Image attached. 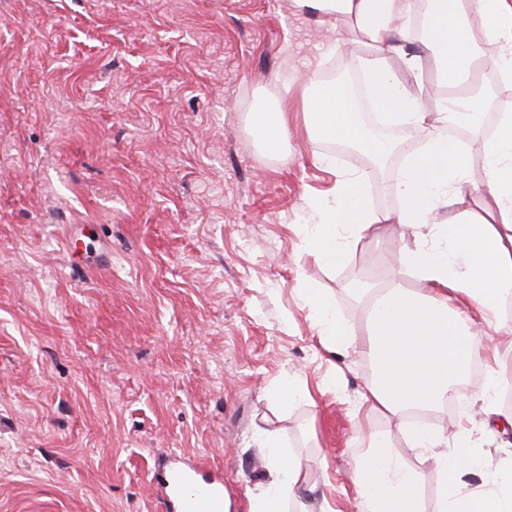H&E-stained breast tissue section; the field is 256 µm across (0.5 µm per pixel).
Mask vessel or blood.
<instances>
[{
  "label": "vessel or blood",
  "mask_w": 512,
  "mask_h": 512,
  "mask_svg": "<svg viewBox=\"0 0 512 512\" xmlns=\"http://www.w3.org/2000/svg\"><path fill=\"white\" fill-rule=\"evenodd\" d=\"M156 478L167 512H224V473L203 459L175 458Z\"/></svg>",
  "instance_id": "b4317fda"
}]
</instances>
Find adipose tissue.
<instances>
[{
	"mask_svg": "<svg viewBox=\"0 0 512 512\" xmlns=\"http://www.w3.org/2000/svg\"><path fill=\"white\" fill-rule=\"evenodd\" d=\"M295 9L314 11L325 22L354 25L370 41L371 55L356 63L371 91L374 111L386 121L421 125L428 134L421 148L407 152L396 191L400 208L393 213L373 209L365 193V173L342 174L337 203L307 202L311 227L304 247L329 267L341 263L352 241L380 224H397L417 242L402 262L420 283L410 290L400 283L376 290L367 314L364 350L371 360L373 380L364 401L401 416L412 408L434 406L466 373L475 356L477 336L464 330L457 303L482 315L500 317L512 299V114L503 113L495 132L482 142L488 180L470 185V157L449 140V123L468 122L480 112L481 100L456 94L434 107H425L407 82L385 65L398 54L407 72H416L421 57L406 54L413 18L421 20L420 43L433 51L449 86H456L486 67L512 77V0H293ZM484 21L485 45L475 49L465 18ZM306 131L324 139L365 147L383 156L389 145L368 132L350 89L338 81L311 80L302 97ZM289 107L277 103L252 115L255 132L266 152L280 153L288 131ZM477 198L478 208L463 211L448 223L436 222L438 207L458 195ZM321 342L328 351L348 346L350 327L328 303L321 289L304 290ZM444 432L414 428L410 445L432 453L442 475L436 512H512V468L467 488L465 478L482 463L471 438L457 439L449 452H440ZM271 479L250 501V512H288L301 501L302 464L287 452L272 431H260ZM360 512H421L418 475L402 466L377 437L352 458Z\"/></svg>",
	"mask_w": 512,
	"mask_h": 512,
	"instance_id": "obj_1",
	"label": "adipose tissue"
}]
</instances>
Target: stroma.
<instances>
[{
	"label": "stroma",
	"mask_w": 512,
	"mask_h": 512,
	"mask_svg": "<svg viewBox=\"0 0 512 512\" xmlns=\"http://www.w3.org/2000/svg\"><path fill=\"white\" fill-rule=\"evenodd\" d=\"M320 27L290 0H0V512H164L154 474L171 453L222 468L227 512H249L270 480L260 429L299 457L309 512H359L352 457L370 433L435 512L434 461L362 399L353 291L416 287L401 262L415 241L379 228L319 263L305 200H332L358 164L302 134L299 112L280 154L252 129L262 101L301 103L307 74L369 55L347 23L330 42ZM387 137L399 150L373 206L393 211L401 148L425 132ZM307 280L347 348H324ZM286 376L310 401L277 403ZM485 382L464 376L429 428L479 425Z\"/></svg>",
	"instance_id": "1"
}]
</instances>
